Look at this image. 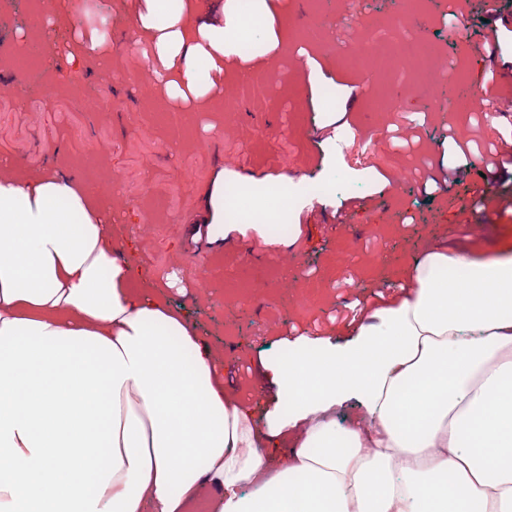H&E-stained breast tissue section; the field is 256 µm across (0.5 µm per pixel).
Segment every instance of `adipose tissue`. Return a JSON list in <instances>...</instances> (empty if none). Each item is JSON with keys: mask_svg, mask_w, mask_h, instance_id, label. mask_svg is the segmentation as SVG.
Returning <instances> with one entry per match:
<instances>
[{"mask_svg": "<svg viewBox=\"0 0 512 512\" xmlns=\"http://www.w3.org/2000/svg\"><path fill=\"white\" fill-rule=\"evenodd\" d=\"M243 19L139 0L135 25L173 93L212 87ZM93 193L0 176V512H512V256L433 252L348 353L303 339L263 363L292 414L261 428L166 293L136 287ZM350 394L366 416L342 427Z\"/></svg>", "mask_w": 512, "mask_h": 512, "instance_id": "1", "label": "adipose tissue"}]
</instances>
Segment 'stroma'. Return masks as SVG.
Wrapping results in <instances>:
<instances>
[{
  "label": "stroma",
  "instance_id": "35a3bbf8",
  "mask_svg": "<svg viewBox=\"0 0 512 512\" xmlns=\"http://www.w3.org/2000/svg\"><path fill=\"white\" fill-rule=\"evenodd\" d=\"M0 0V54L42 36L33 66L48 77L53 104L35 107L44 91L0 82V174L19 179L49 168L98 185L110 202L105 217L124 252L149 270L152 287L163 289L194 326L224 369V382L246 404L257 424L269 414L288 416L284 401L264 388L261 361L283 362L298 337L327 338L337 351L356 338L348 323L367 324L405 288V270L433 250L473 259L512 252V211L503 215L473 206L487 189L512 200V116L495 119L433 104L414 80V57L395 69L375 72L365 83L346 62L361 37L349 25L345 0H267L270 14L243 34L249 53L211 72L205 107L195 93L175 96L150 76L138 51L143 35L133 25L134 0ZM363 22L377 39L394 11L398 34L426 41L441 68L464 56L471 91L512 88V0L499 7L508 29L496 56L477 55L486 44L482 0L457 5L462 36L448 40L450 0H359ZM330 14L333 25L318 18ZM317 28V38L303 31ZM97 50H90V42ZM257 73L262 91L240 96L236 111L225 98L237 94L243 71ZM107 95L108 108L83 106L84 98ZM396 96V111L381 102ZM179 110V124L168 118ZM380 130L384 138L410 143L388 166L363 160L337 137ZM469 139L502 150V168L485 166L478 153H460ZM242 180L256 195L293 183L300 193L285 215L289 246L259 252L254 232L230 233L221 250L197 233L207 215L201 200L216 173ZM330 182L317 196L313 182ZM467 235H457L458 225ZM207 287H198V274ZM309 293L308 307L297 298Z\"/></svg>",
  "mask_w": 512,
  "mask_h": 512
}]
</instances>
